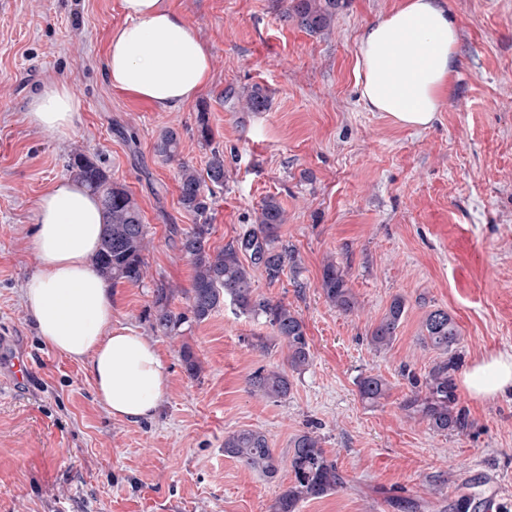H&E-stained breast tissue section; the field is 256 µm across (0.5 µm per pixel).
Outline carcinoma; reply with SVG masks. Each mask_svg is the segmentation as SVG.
<instances>
[{
  "instance_id": "cac0c4a2",
  "label": "carcinoma",
  "mask_w": 512,
  "mask_h": 512,
  "mask_svg": "<svg viewBox=\"0 0 512 512\" xmlns=\"http://www.w3.org/2000/svg\"><path fill=\"white\" fill-rule=\"evenodd\" d=\"M340 4L341 0H288L283 17L310 33H320L334 26ZM245 103L249 111L263 112L269 106V97L263 87L254 85L245 95ZM196 132L198 141L210 149L206 168L200 171L182 162L178 169L179 203L193 220L180 239L181 251L193 267L191 287L185 291L187 311L173 310L175 289L162 283L153 291L152 328L163 336H181L184 326L201 324L228 304L240 315L264 319L287 345L288 368L300 372L311 360L303 320L283 302L256 294L252 280L254 268L262 270L271 283L280 280L287 269L297 274L295 252L279 236L284 209L276 197H265L259 205L256 225L223 248H211L212 195L213 188L224 187V152L213 146L214 134L205 111L198 113ZM179 146L178 132L168 128L160 134L155 149L161 157L172 160L177 157ZM67 171L101 202L103 231L95 259L98 272L114 283H142L147 225L131 192L112 180L101 162L82 152L72 154ZM319 288L332 307L344 313L355 309L356 299L336 263L324 265ZM405 313L404 298L394 297L387 313L371 331L370 342L376 349L392 344ZM460 339L461 333L447 311L433 309L426 313L421 341L440 351L444 359L422 380L414 374L407 375L412 392L402 409L420 415L436 432L460 433L469 426L468 414L458 406L455 393L453 351ZM180 358L188 377H199L201 363L189 345L181 346ZM248 385L251 391L275 401L286 398L291 390L286 371L276 369L255 370L248 377ZM357 386L360 397L372 404L386 392V382L378 375L360 378ZM290 454L293 480L275 498L271 512H298L300 502L324 497L345 484L336 463L328 458L316 436L308 432L296 435ZM224 455L266 477L275 476L278 470L267 436L257 429H241L225 436Z\"/></svg>"
}]
</instances>
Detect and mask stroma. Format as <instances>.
Returning a JSON list of instances; mask_svg holds the SVG:
<instances>
[{"label":"stroma","instance_id":"35a3bbf8","mask_svg":"<svg viewBox=\"0 0 512 512\" xmlns=\"http://www.w3.org/2000/svg\"><path fill=\"white\" fill-rule=\"evenodd\" d=\"M400 2L342 0L332 32L310 34L284 20V0H168L208 45L212 81L160 112L104 77L112 31L125 20L120 0H0V368L21 354L38 361L36 381L0 394V512H270L291 480V440L307 431L345 485L299 512H477L494 485L512 512V394L478 402L457 387L469 426L438 433L403 410L411 387L401 374L425 377L439 361L420 340L435 308L459 326L460 370L512 353V0H446L458 68L425 129L371 111L358 87L359 37ZM49 76L80 103L63 134L27 120ZM256 84L270 96L263 112L241 99ZM202 110L226 174L211 247L254 223L272 195L286 213L279 235L298 259L296 278L253 272L258 294L303 319L310 344L309 366L290 372L292 389L277 402L247 384L257 368L288 367L286 344L264 321L227 306L171 338L148 317L159 282L178 288L174 310L186 308L193 269L180 238L192 219L177 169L206 166L195 132ZM168 128L180 134L173 161L155 151ZM77 150L133 193L147 226L144 282L112 287L113 324L155 343L168 373L160 410L139 423L103 410L85 366L39 340L22 302L37 264L33 203L66 177ZM331 259L356 298L351 313L320 293ZM397 296L406 317L393 344L375 350L369 333ZM185 344L202 365L194 380L180 359ZM368 374L387 383L373 405L357 390ZM244 428L266 434L274 477L225 456V436Z\"/></svg>","mask_w":512,"mask_h":512}]
</instances>
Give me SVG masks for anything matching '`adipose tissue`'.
Masks as SVG:
<instances>
[{
	"mask_svg": "<svg viewBox=\"0 0 512 512\" xmlns=\"http://www.w3.org/2000/svg\"><path fill=\"white\" fill-rule=\"evenodd\" d=\"M120 6L125 21L112 32L106 60L113 89L161 112L199 95L210 81V52L183 17L167 0H120ZM458 40L444 0H402L359 39L362 100L402 126L428 127L455 73ZM27 117L64 133L77 121L79 103L68 84L51 79L33 96ZM101 228L100 202L79 181L63 178L43 192L30 241L37 268L23 300L42 341L85 364L105 411L137 423L158 412L168 374L153 342L112 322L111 286L94 262ZM462 384L475 399L512 392V353L475 362Z\"/></svg>",
	"mask_w": 512,
	"mask_h": 512,
	"instance_id": "ef3b65f1",
	"label": "adipose tissue"
}]
</instances>
